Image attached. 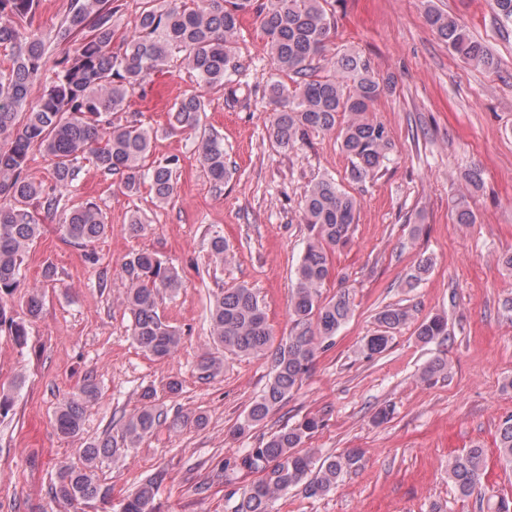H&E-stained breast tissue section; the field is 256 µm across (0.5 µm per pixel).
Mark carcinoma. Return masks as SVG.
I'll list each match as a JSON object with an SVG mask.
<instances>
[{
    "instance_id": "cac0c4a2",
    "label": "carcinoma",
    "mask_w": 512,
    "mask_h": 512,
    "mask_svg": "<svg viewBox=\"0 0 512 512\" xmlns=\"http://www.w3.org/2000/svg\"><path fill=\"white\" fill-rule=\"evenodd\" d=\"M325 4L327 0H144L133 34L116 45L112 0H73L72 11L54 29L51 41L57 46L77 41L79 47L73 54H63L53 79L34 101L30 87L48 52L45 40L26 34L37 0H0V49L8 57L7 67L0 69V329L23 346L27 320L41 312L36 285L29 287L26 317L13 316L4 305V299L26 287L22 265L40 235V218L66 213L64 234L85 248L111 229L96 203L87 201L70 209L63 203L64 192L78 178L83 160L92 158L105 177H120L129 192H138L146 183L157 202L171 201L179 158L172 156L145 167L152 132L137 121L118 123L114 116L127 111L131 95L163 70L175 53L182 54L200 87L236 93L234 86L242 85L240 76L245 72L235 61L236 45L247 16L259 21L273 67L264 88V94L277 105L267 127L268 137L287 151L314 133L337 130L341 150L350 159V180L374 179L392 143L387 127L370 112L374 102L392 88V80L381 76L370 59L358 52L327 58L335 24ZM492 9L497 24L512 25V0H492ZM425 21L464 64L480 70L499 69V59L459 18L430 6ZM282 75L293 87L280 80ZM204 111V95L192 94L174 102L171 119L174 125L195 132ZM35 147L53 161L50 185L28 174L29 155ZM197 155L209 178L217 185L224 183L228 169L223 138L213 131H200ZM357 210V199L330 177L322 176L304 188L301 213L308 238L291 288L295 326L277 347H272V330L253 289L245 285L226 289L210 304V336L216 348L270 360L269 381L250 405L238 433L267 419L300 388L317 354L333 345L352 316L349 290L340 289L327 300L323 288L330 279L332 252L348 237ZM210 251L218 263L231 258L219 234L211 239ZM122 270L126 285L122 305L132 318L133 341L155 358L170 356L181 336L158 315L157 301L160 293L175 294L184 287L178 271L147 251L131 253ZM411 318L407 308L386 306L377 317L379 330L365 338L360 353L368 359L383 353L393 331ZM445 335L447 320L438 315L423 320L416 329L418 340L425 344ZM197 370L203 378L214 377L224 371V357L208 351ZM447 374L448 360L437 356L421 368L419 379L428 382ZM96 395V387L87 381L63 399L54 412L55 431L64 437L79 435L85 408ZM155 396L154 389L144 391L148 404L121 414L116 433L86 443L81 465L60 466L50 495L70 504L97 501L110 507L112 487L97 475L104 461H121L162 425L204 424L201 415L168 417V412L150 403ZM320 426V419L306 417L283 425L250 449L241 465L261 469L265 475L228 494L232 512H272L273 502L296 487L309 497L325 496L336 489L345 473L358 468L363 459L359 448L322 459L303 449ZM497 448L502 463L512 468V414L498 427ZM485 467V450L477 445L448 461V478L461 498L484 499L481 478ZM159 483L158 476L142 483L123 500L119 512H152Z\"/></svg>"
}]
</instances>
